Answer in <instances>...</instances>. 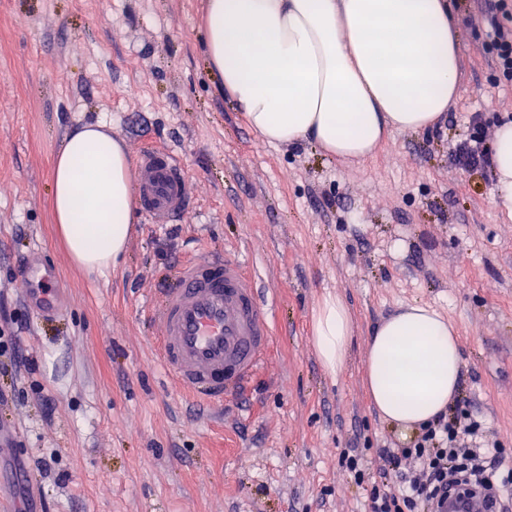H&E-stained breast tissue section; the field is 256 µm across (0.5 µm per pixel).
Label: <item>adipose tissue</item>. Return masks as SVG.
<instances>
[{
	"label": "adipose tissue",
	"instance_id": "ef3b65f1",
	"mask_svg": "<svg viewBox=\"0 0 512 512\" xmlns=\"http://www.w3.org/2000/svg\"><path fill=\"white\" fill-rule=\"evenodd\" d=\"M206 55L225 99L264 142L316 144L345 163L373 157L396 132L431 128L460 94V41L450 0H208ZM498 205L512 215V122L495 131ZM52 208L73 262L112 266L134 222L132 163L102 124L64 138ZM353 332L346 303L328 294L313 314V347L338 373ZM457 329L411 304L375 329L365 385L378 414L419 430L444 413L462 372Z\"/></svg>",
	"mask_w": 512,
	"mask_h": 512
}]
</instances>
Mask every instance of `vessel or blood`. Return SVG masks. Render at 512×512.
<instances>
[{
  "instance_id": "obj_1",
  "label": "vessel or blood",
  "mask_w": 512,
  "mask_h": 512,
  "mask_svg": "<svg viewBox=\"0 0 512 512\" xmlns=\"http://www.w3.org/2000/svg\"><path fill=\"white\" fill-rule=\"evenodd\" d=\"M135 185L140 211L151 223L170 224L192 210L183 166L168 149L139 150ZM22 276L30 284L25 298L38 316L50 317L65 309V300L47 287L55 269L41 252L25 259ZM148 316L157 332L158 366L197 401L220 406L243 395L267 365L270 308L239 259L183 262ZM448 509L493 512V496L480 488L466 497L450 498Z\"/></svg>"
}]
</instances>
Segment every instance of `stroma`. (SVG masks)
<instances>
[{
	"label": "stroma",
	"mask_w": 512,
	"mask_h": 512,
	"mask_svg": "<svg viewBox=\"0 0 512 512\" xmlns=\"http://www.w3.org/2000/svg\"><path fill=\"white\" fill-rule=\"evenodd\" d=\"M205 0H0V326L32 365L0 368V500L13 512H365L340 467L413 441L372 409L363 374L377 325L427 304L459 331L456 401L512 452V219L492 169L453 160L460 140L512 120V85L485 31L453 0L460 96L433 130L393 134L347 165L309 142L270 145L224 99L202 50ZM101 122L129 154L173 149L193 209L136 215L124 256L76 267L51 209L65 136ZM40 249L69 300L44 319L19 262ZM241 259L273 303L271 364L244 399L194 401L154 364L147 305L193 255ZM353 316L346 364L311 340L326 294ZM56 454L51 470L38 458Z\"/></svg>",
	"instance_id": "35a3bbf8"
}]
</instances>
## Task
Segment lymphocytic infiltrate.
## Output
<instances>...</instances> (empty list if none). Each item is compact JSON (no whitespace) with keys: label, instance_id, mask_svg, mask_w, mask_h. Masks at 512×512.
<instances>
[{"label":"lymphocytic infiltrate","instance_id":"1","mask_svg":"<svg viewBox=\"0 0 512 512\" xmlns=\"http://www.w3.org/2000/svg\"><path fill=\"white\" fill-rule=\"evenodd\" d=\"M472 16L488 27L484 53L512 82V7L506 0H474ZM480 432L470 410L459 409L453 416L435 417L410 446L380 449L385 467L371 484L368 512H440L449 491L462 485L491 486L492 459L480 448L463 444L464 438H478Z\"/></svg>","mask_w":512,"mask_h":512}]
</instances>
